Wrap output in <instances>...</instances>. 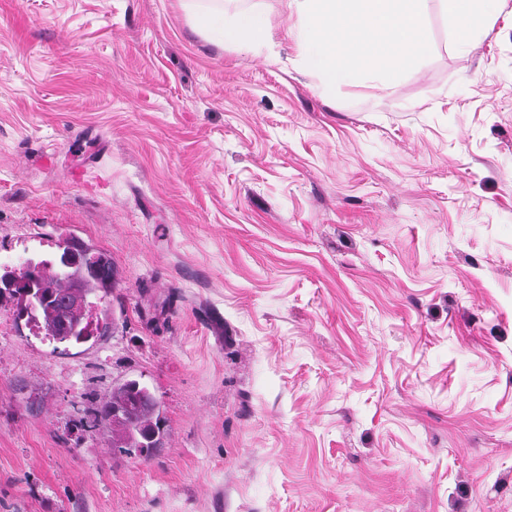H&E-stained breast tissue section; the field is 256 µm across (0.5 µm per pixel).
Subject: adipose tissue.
Returning <instances> with one entry per match:
<instances>
[{
  "label": "adipose tissue",
  "instance_id": "adipose-tissue-1",
  "mask_svg": "<svg viewBox=\"0 0 512 512\" xmlns=\"http://www.w3.org/2000/svg\"><path fill=\"white\" fill-rule=\"evenodd\" d=\"M448 16L466 29L491 30L500 0H442ZM197 26L217 44L232 42L246 48L274 45V31L261 11L243 9L226 14L212 6L195 15Z\"/></svg>",
  "mask_w": 512,
  "mask_h": 512
}]
</instances>
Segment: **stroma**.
Segmentation results:
<instances>
[{
    "instance_id": "stroma-1",
    "label": "stroma",
    "mask_w": 512,
    "mask_h": 512,
    "mask_svg": "<svg viewBox=\"0 0 512 512\" xmlns=\"http://www.w3.org/2000/svg\"><path fill=\"white\" fill-rule=\"evenodd\" d=\"M192 0H0V264L106 252L105 336L0 296V512H512V0L334 90ZM137 379L164 435L79 420Z\"/></svg>"
}]
</instances>
